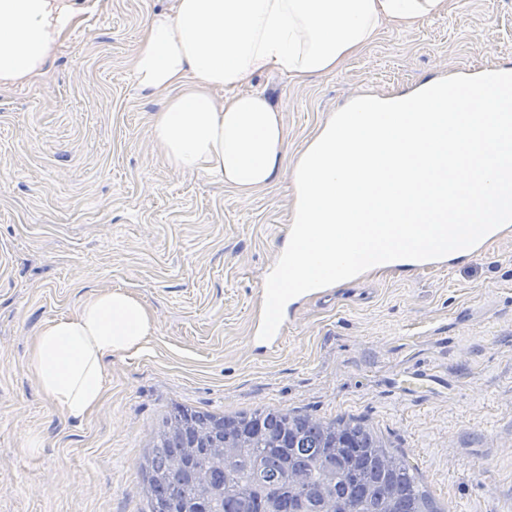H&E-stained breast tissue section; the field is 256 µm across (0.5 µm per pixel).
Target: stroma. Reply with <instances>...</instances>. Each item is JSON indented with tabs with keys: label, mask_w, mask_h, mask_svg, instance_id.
Segmentation results:
<instances>
[{
	"label": "stroma",
	"mask_w": 512,
	"mask_h": 512,
	"mask_svg": "<svg viewBox=\"0 0 512 512\" xmlns=\"http://www.w3.org/2000/svg\"><path fill=\"white\" fill-rule=\"evenodd\" d=\"M172 0H103L37 82L0 89V512H145L141 464L178 405L364 420L416 467L442 512H512V226L470 258L365 273L286 310L269 349L263 285L286 241L284 169L244 197L167 166L128 62ZM512 67V0L384 28L341 72L256 81L290 152L356 94ZM123 288L152 313L146 349L108 359L105 400L67 419L37 387L31 343L89 294ZM442 378L403 397L405 372Z\"/></svg>",
	"instance_id": "1"
}]
</instances>
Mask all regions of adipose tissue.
I'll return each mask as SVG.
<instances>
[{
    "mask_svg": "<svg viewBox=\"0 0 512 512\" xmlns=\"http://www.w3.org/2000/svg\"><path fill=\"white\" fill-rule=\"evenodd\" d=\"M100 0H0V88L40 79L80 15ZM451 0H175L173 11L144 22L129 66L135 84L169 97L152 120L166 164L204 175L242 195L294 173L291 236L318 232L317 249L286 246L296 279L316 260L339 261L342 242L368 225L423 224L429 219L473 226L449 239L447 259L469 257L480 241L512 225V153L500 136L512 109L482 110L485 91L512 87V68H487L461 82L430 79L410 91L355 96L317 128L298 157L288 153L279 110L253 86L275 72L296 84L341 70L363 54L384 26L410 29L447 14ZM461 113L479 154L460 150L437 114ZM471 206L448 192L472 180ZM152 314L127 291L104 289L78 310L45 322L33 339L37 386L72 420H84L105 398V362L140 352L155 333Z\"/></svg>",
    "mask_w": 512,
    "mask_h": 512,
    "instance_id": "1",
    "label": "adipose tissue"
}]
</instances>
